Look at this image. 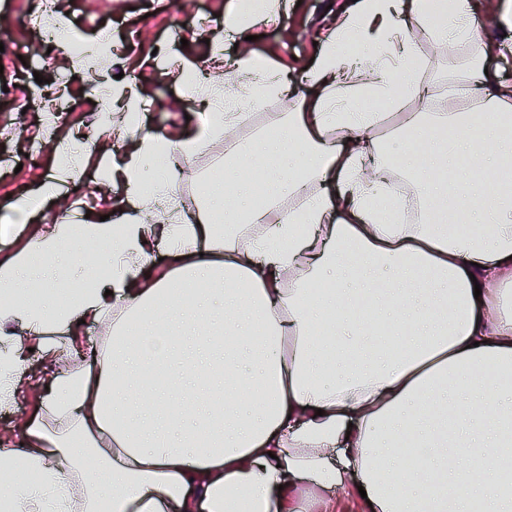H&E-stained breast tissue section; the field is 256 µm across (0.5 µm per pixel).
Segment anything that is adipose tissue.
Returning a JSON list of instances; mask_svg holds the SVG:
<instances>
[{"label":"adipose tissue","instance_id":"ef3b65f1","mask_svg":"<svg viewBox=\"0 0 512 512\" xmlns=\"http://www.w3.org/2000/svg\"><path fill=\"white\" fill-rule=\"evenodd\" d=\"M474 9L451 0L437 20L431 0H361L320 46L308 109L269 113L279 138L237 144L252 177L227 176L190 219L143 197L118 227L48 224L0 260L12 295L0 301V398L17 392L26 334L52 353L50 328L112 321L107 352L55 375L20 447L0 448V466L25 475L0 486L6 512H317L353 482L371 512H512V194L499 177L512 159V84L486 73ZM422 37L473 45L448 80L477 108L431 111L410 79L422 109L396 114L397 133L431 142L404 168L434 201L467 162L459 188L481 204L404 224L379 205L395 166L354 104L390 91ZM349 41L357 56L342 53ZM226 70L201 96L222 111L189 138L141 134L118 168L126 185L154 159L156 192L169 195L174 160L228 132L242 106L296 92L250 57ZM301 191L284 214L280 198ZM106 240L97 266L108 276L66 298L34 263ZM407 446L421 449L418 465H403Z\"/></svg>","mask_w":512,"mask_h":512}]
</instances>
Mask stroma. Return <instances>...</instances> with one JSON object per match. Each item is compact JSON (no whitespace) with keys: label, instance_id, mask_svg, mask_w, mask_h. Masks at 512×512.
<instances>
[{"label":"stroma","instance_id":"stroma-1","mask_svg":"<svg viewBox=\"0 0 512 512\" xmlns=\"http://www.w3.org/2000/svg\"><path fill=\"white\" fill-rule=\"evenodd\" d=\"M505 0H479L472 25L485 50V66L498 78L512 76V51L502 50L500 12ZM230 0H187L175 8L172 0H48L46 12L63 14L77 41L90 42L110 34L120 47L119 54L100 62L96 75H89L80 56L60 46L46 47L39 24L31 22L33 0H13L9 12L0 14V259L29 244L39 224L56 212H73L78 217L113 215L118 200L126 198L122 185L112 183L109 163L134 144L128 125L167 138L192 136L207 114L187 90L188 79L180 65L189 62L200 69L222 66L224 59H236L234 42L225 38L223 16ZM352 0H282L275 19L253 21V39L248 55L270 66L288 70L304 79L315 66L323 42L352 8ZM136 39H127L129 28ZM418 53L430 56L433 67L425 80L430 86L447 83L448 75L459 69L467 46L441 45L422 41ZM136 84L142 108L135 120L126 110L116 108L114 126L103 134L99 145L89 151L59 185L54 201L41 202L26 223L13 220V197L26 193L38 196L41 185L56 172V150H77L92 115L96 81L113 84L116 74ZM43 83H36V76ZM62 88L71 106L59 123L48 120L54 109L53 88ZM33 99L35 105L23 115L14 108L19 101ZM42 151L40 162L29 165L25 155L32 147ZM224 163V142L216 140L191 161L185 176L171 190L178 210H195L210 172ZM33 352L22 373L15 403L0 406V443L21 441V423L36 410L44 396L45 382L56 374L76 370L80 364L72 349L54 357L39 350L38 337L28 342Z\"/></svg>","mask_w":512,"mask_h":512}]
</instances>
